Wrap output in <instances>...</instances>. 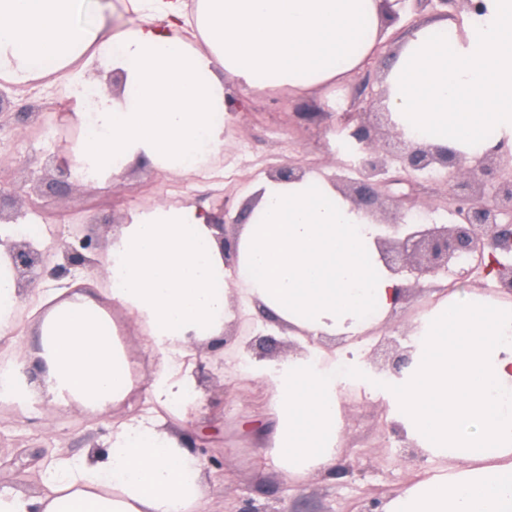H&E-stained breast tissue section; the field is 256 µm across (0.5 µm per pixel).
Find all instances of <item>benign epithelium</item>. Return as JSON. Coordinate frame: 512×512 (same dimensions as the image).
<instances>
[{
  "mask_svg": "<svg viewBox=\"0 0 512 512\" xmlns=\"http://www.w3.org/2000/svg\"><path fill=\"white\" fill-rule=\"evenodd\" d=\"M437 2L439 6L479 13L482 0H414L415 7L423 3ZM344 127L348 140L356 148L358 159L355 176L337 177L351 183L357 199L356 206L365 212L378 201L385 189L386 175L391 163L398 164L404 177L394 183L408 182L414 174L429 173L435 169L446 172L448 179L455 180L449 192V210L453 216L451 225L408 224L406 214L417 206V199L410 191L388 198L394 204L392 222L380 225L383 235L378 238L380 258L393 273L409 270L421 279L441 271L454 269L460 279L473 273L485 276L486 259L496 265L495 292L512 295V168H503V156L509 154L505 143H500L484 153L480 165L465 167L462 158L448 149L416 145L400 139L401 148L392 152L375 147V135L370 123L355 114H345ZM23 188L9 181L0 173V224H15L21 217L17 209L4 212L13 204ZM241 214L230 217V208L223 202L213 208L212 223H239ZM224 266L232 268L238 260L236 237L222 231ZM68 265L88 271L96 264L94 257L63 245ZM54 246L37 248L27 238L16 240L10 248V258L22 287L37 283L42 277L58 276L66 268L52 263Z\"/></svg>",
  "mask_w": 512,
  "mask_h": 512,
  "instance_id": "benign-epithelium-1",
  "label": "benign epithelium"
}]
</instances>
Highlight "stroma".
Wrapping results in <instances>:
<instances>
[{
	"mask_svg": "<svg viewBox=\"0 0 512 512\" xmlns=\"http://www.w3.org/2000/svg\"><path fill=\"white\" fill-rule=\"evenodd\" d=\"M433 6L401 18L398 28L380 45L372 61L348 82L329 91L298 94L278 87L253 98L224 134V165L234 171L220 186L196 183L183 192L182 178L167 175L142 161L127 167L112 185L89 186L61 176L48 157L53 131L37 132V116L25 108L55 105L46 80L16 90L11 111L0 114V171L31 193L43 195L48 215H31L32 223L50 232L62 225L71 232L93 234L98 255H105L116 225L125 223L131 204L148 209L156 203H191L209 206L228 199L242 204L251 183L273 165H297L304 171L343 175L348 153L343 141H328L339 131L340 117L353 99H369L366 119L377 129L379 145L396 143L387 122L384 99V59L393 56L399 40L417 23L437 18ZM416 192L419 205L412 220L426 224L449 223V184L444 175L421 176ZM451 284L450 275L422 278L413 284L409 300L393 311L375 338L376 350L367 351L362 372L346 389L343 451L339 464L350 465L351 476L335 479L319 474L288 481L275 459L242 430L244 422L269 416L265 387L245 375L229 376L222 352L206 351L197 362L205 414L221 429L208 443L209 492L201 512H369L372 502L383 501L403 485L436 473L415 443L392 433L389 407L381 395L386 385L379 368L386 358L408 356L410 329L425 308L435 304ZM109 419L90 411L44 405L20 407L0 397V487H15L36 494L41 490L35 461L48 448L78 455L88 448L102 449Z\"/></svg>",
	"mask_w": 512,
	"mask_h": 512,
	"instance_id": "obj_1",
	"label": "stroma"
}]
</instances>
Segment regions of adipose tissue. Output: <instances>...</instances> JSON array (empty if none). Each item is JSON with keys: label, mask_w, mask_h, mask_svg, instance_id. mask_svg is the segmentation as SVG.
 <instances>
[{"label": "adipose tissue", "mask_w": 512, "mask_h": 512, "mask_svg": "<svg viewBox=\"0 0 512 512\" xmlns=\"http://www.w3.org/2000/svg\"><path fill=\"white\" fill-rule=\"evenodd\" d=\"M90 2L0 0V80L83 87L105 60L124 78L125 95L99 91L97 111L77 115L92 130L68 147L84 182L111 183L138 157L175 176L218 171L223 77L253 95L267 90V75L320 89L358 72L382 42L377 0H124L142 21L119 32L81 21ZM484 2L489 26L453 38L447 22L419 26L386 76L396 130L466 159L512 142V0ZM252 192L232 269L196 205L160 203L119 228L99 275L158 361L149 406L112 421L105 452L57 455L39 495L0 488V512H199L206 467L181 426L199 397V350L223 341L238 305L270 313L299 344L285 361H250L272 407L251 436L285 479L333 471L341 395L360 371L352 357L394 309L401 280L380 259L376 224L324 177H263ZM20 232L0 225L1 336L19 334L27 303L7 251ZM34 295L46 308L38 346L18 341L14 355L39 379L12 382V394L108 415L132 392L134 364L107 309L70 288ZM390 405L440 469L405 484L382 512H512L511 300L452 291L426 310Z\"/></svg>", "instance_id": "ef3b65f1"}]
</instances>
